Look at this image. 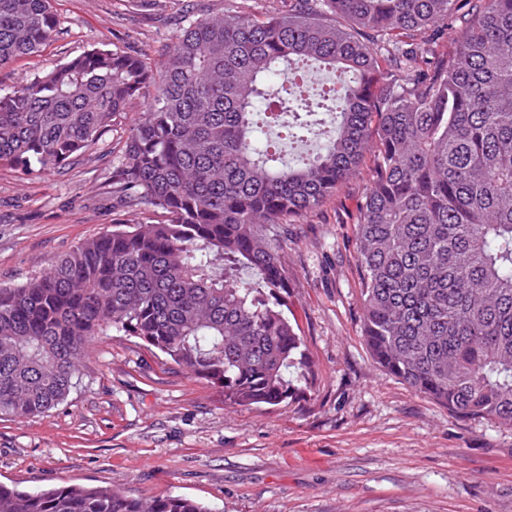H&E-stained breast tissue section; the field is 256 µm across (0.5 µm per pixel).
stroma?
<instances>
[{"mask_svg":"<svg viewBox=\"0 0 512 512\" xmlns=\"http://www.w3.org/2000/svg\"><path fill=\"white\" fill-rule=\"evenodd\" d=\"M227 3L52 0V41L0 67V89L94 47L160 59L176 19ZM127 133L113 127L55 173L0 168V285L40 275L112 225L156 219L149 206L112 200ZM367 184L358 175L290 226L288 316L315 369L304 399L228 405L220 389L154 348L112 335L89 351L65 403L0 419V481L182 494L217 512H512V426L460 417L415 393L362 341L353 218Z\"/></svg>","mask_w":512,"mask_h":512,"instance_id":"35a3bbf8","label":"stroma"}]
</instances>
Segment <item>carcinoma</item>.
Segmentation results:
<instances>
[{"label": "carcinoma", "instance_id": "obj_1", "mask_svg": "<svg viewBox=\"0 0 512 512\" xmlns=\"http://www.w3.org/2000/svg\"><path fill=\"white\" fill-rule=\"evenodd\" d=\"M55 29L52 0H0V65L41 52ZM320 67L336 82L309 103ZM140 99L112 194L161 219L114 224L0 286V417L63 403L89 346L114 333L226 403L305 394L315 371L288 318L286 224L370 153L355 245L374 362L451 412L512 425V0H293L264 15L239 0L182 26L161 60L93 48L0 90V166L59 170ZM280 112L293 138L328 116L324 150L286 163L259 147ZM0 512L213 509L0 482Z\"/></svg>", "mask_w": 512, "mask_h": 512}]
</instances>
